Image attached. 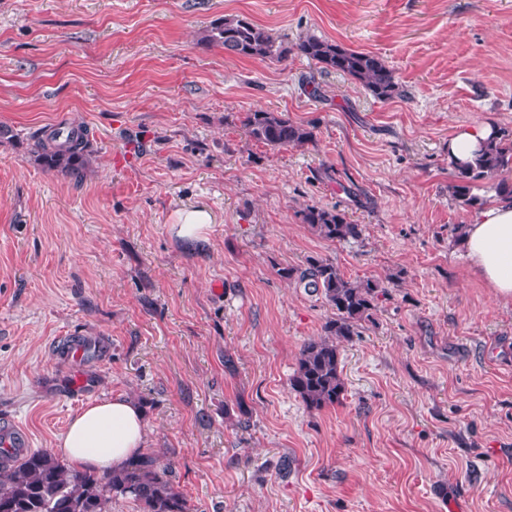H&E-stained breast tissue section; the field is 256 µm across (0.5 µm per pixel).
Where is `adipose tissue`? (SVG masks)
<instances>
[{
	"mask_svg": "<svg viewBox=\"0 0 512 512\" xmlns=\"http://www.w3.org/2000/svg\"><path fill=\"white\" fill-rule=\"evenodd\" d=\"M460 245L472 275L497 298L512 300V197L495 194L473 210ZM145 440V416L138 402L105 396L70 418L56 448L66 463L112 471L144 448Z\"/></svg>",
	"mask_w": 512,
	"mask_h": 512,
	"instance_id": "1",
	"label": "adipose tissue"
}]
</instances>
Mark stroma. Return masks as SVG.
<instances>
[{"mask_svg":"<svg viewBox=\"0 0 512 512\" xmlns=\"http://www.w3.org/2000/svg\"><path fill=\"white\" fill-rule=\"evenodd\" d=\"M231 15L377 54L404 93L204 42ZM256 109L313 141L256 143ZM60 123L89 130L83 183L36 162ZM476 123L512 130V0H0V422L51 450L131 397L193 512H512V301L468 271L449 191ZM309 205L361 239H320ZM191 206L205 239L171 230ZM314 258L387 289L321 411L289 379L333 312L281 275ZM67 336L106 357L73 372ZM300 215L303 224H306L315 235L327 241H355L363 234L362 225L353 224L345 213L336 208L309 205Z\"/></svg>","mask_w":512,"mask_h":512,"instance_id":"1","label":"stroma"}]
</instances>
